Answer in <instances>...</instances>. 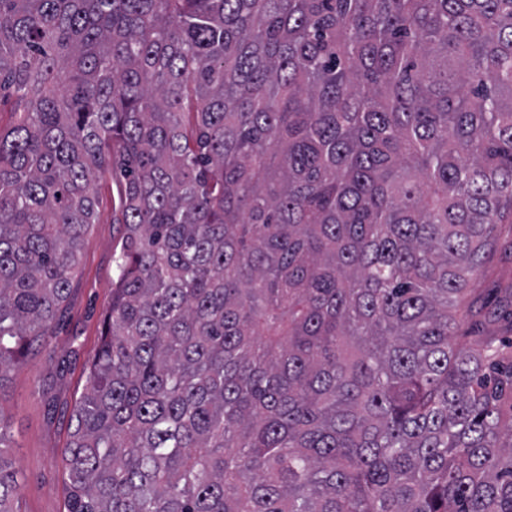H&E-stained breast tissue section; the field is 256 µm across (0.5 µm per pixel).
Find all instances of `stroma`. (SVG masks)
Masks as SVG:
<instances>
[{"mask_svg":"<svg viewBox=\"0 0 512 512\" xmlns=\"http://www.w3.org/2000/svg\"><path fill=\"white\" fill-rule=\"evenodd\" d=\"M120 170L98 182L101 223L84 237L64 315L51 346L31 343L19 365L0 386V415L9 426L11 457L19 471V512H66L68 491L63 453L74 428V406L87 388L88 368L101 344L104 312L116 278L112 256L125 234L115 223L119 211ZM500 244L470 284L475 316L469 340L495 336L512 362V226L501 225Z\"/></svg>","mask_w":512,"mask_h":512,"instance_id":"obj_1","label":"stroma"}]
</instances>
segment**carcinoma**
<instances>
[{
    "mask_svg": "<svg viewBox=\"0 0 512 512\" xmlns=\"http://www.w3.org/2000/svg\"><path fill=\"white\" fill-rule=\"evenodd\" d=\"M1 99L0 389L125 177L68 512H512V0H0ZM512 224H502L499 229L500 244L494 251L483 272L469 288V299L474 302L475 316L469 322V341L480 342L486 336L501 339L506 354L505 365L512 362Z\"/></svg>",
    "mask_w": 512,
    "mask_h": 512,
    "instance_id": "carcinoma-1",
    "label": "carcinoma"
}]
</instances>
